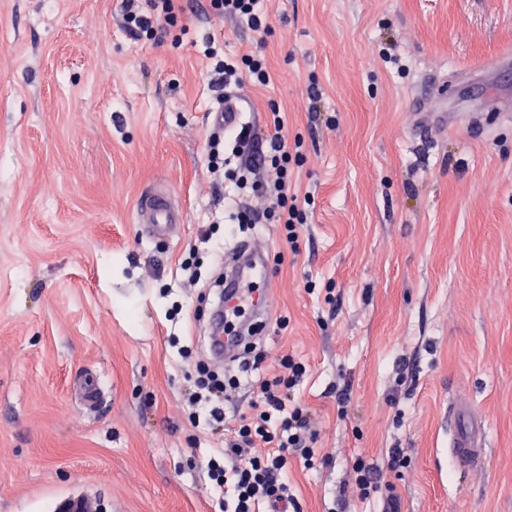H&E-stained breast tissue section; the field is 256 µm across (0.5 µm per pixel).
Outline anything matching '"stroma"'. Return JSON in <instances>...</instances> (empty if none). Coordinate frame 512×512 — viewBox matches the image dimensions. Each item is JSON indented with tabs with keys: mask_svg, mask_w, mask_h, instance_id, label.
I'll return each mask as SVG.
<instances>
[{
	"mask_svg": "<svg viewBox=\"0 0 512 512\" xmlns=\"http://www.w3.org/2000/svg\"><path fill=\"white\" fill-rule=\"evenodd\" d=\"M120 4L0 0V512L79 488L100 512H224L206 464L225 432L189 417L209 326L185 264L210 277L229 230L207 171L208 36L267 55L243 119L277 101L306 146L295 236L244 232L275 283L252 378L304 362L292 395L334 451L289 461L290 512H512V120L466 124L512 96V0H264L267 32L192 19L153 43L112 25ZM427 90L457 129L417 136ZM157 184L184 205L179 239L136 220ZM87 369L91 414L73 390ZM457 404L486 422L476 468L448 451ZM358 456L381 475L370 500Z\"/></svg>",
	"mask_w": 512,
	"mask_h": 512,
	"instance_id": "stroma-1",
	"label": "stroma"
}]
</instances>
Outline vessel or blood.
<instances>
[{
  "mask_svg": "<svg viewBox=\"0 0 512 512\" xmlns=\"http://www.w3.org/2000/svg\"><path fill=\"white\" fill-rule=\"evenodd\" d=\"M136 219L150 236L172 240L178 237L185 222L183 207L172 194L157 187L142 195L137 203ZM224 307L232 309L245 304L255 315V324L242 326L237 334H216L211 346L220 359H234L247 336L255 327L265 326L273 311L274 283L266 251L254 244L244 245L226 259ZM84 408H96L102 389L92 378L81 377L75 382ZM450 451L455 459L468 466L481 465L485 459L484 428L471 421L465 429L455 430ZM57 512H99L97 497L87 490H73L63 495L56 505Z\"/></svg>",
  "mask_w": 512,
  "mask_h": 512,
  "instance_id": "1",
  "label": "vessel or blood"
}]
</instances>
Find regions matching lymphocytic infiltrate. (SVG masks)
I'll return each mask as SVG.
<instances>
[{
    "instance_id": "1",
    "label": "lymphocytic infiltrate",
    "mask_w": 512,
    "mask_h": 512,
    "mask_svg": "<svg viewBox=\"0 0 512 512\" xmlns=\"http://www.w3.org/2000/svg\"><path fill=\"white\" fill-rule=\"evenodd\" d=\"M184 12L177 0H122L113 20L118 27L139 36L168 28ZM207 15L256 32L269 27L259 0H209ZM203 54L214 62L209 82L217 101L235 97L245 86L271 82V71L260 52L251 50L221 59L209 45ZM271 114L272 130L266 140H259L249 123L238 127L217 125L208 136L209 172L215 179L233 183L244 197L231 212V223L288 225L299 216L301 199L288 169L291 151L279 106H272ZM261 141L266 144L262 151L257 148ZM279 366L278 375L260 382L251 414L235 417L222 450L207 464L212 486L224 498V512H261L262 506L286 500L289 459L308 462L315 455L318 438L310 427L307 409L287 402L306 367L289 356L282 357ZM194 372L192 403L204 404L209 422L223 425L224 405L238 390L239 377L218 372L203 362L195 363Z\"/></svg>"
}]
</instances>
